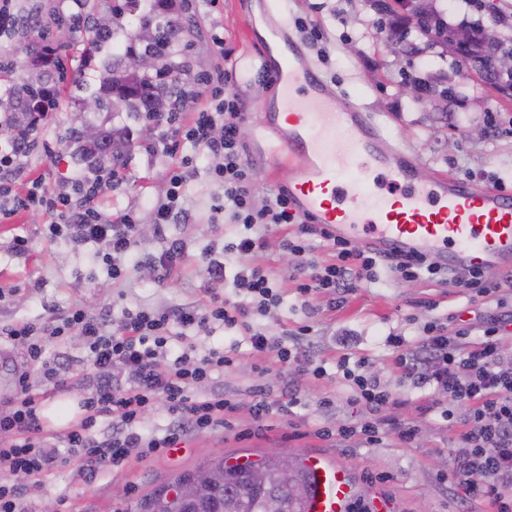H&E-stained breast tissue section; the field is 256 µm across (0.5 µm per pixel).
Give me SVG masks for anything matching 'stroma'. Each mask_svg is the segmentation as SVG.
<instances>
[{
    "label": "stroma",
    "mask_w": 512,
    "mask_h": 512,
    "mask_svg": "<svg viewBox=\"0 0 512 512\" xmlns=\"http://www.w3.org/2000/svg\"><path fill=\"white\" fill-rule=\"evenodd\" d=\"M261 3L217 0L213 11L195 14L191 45L183 54L185 68L180 76L186 79L217 67L236 71L235 90L244 111L241 141L252 167L256 197L265 201L287 186L288 161L264 154L256 142L260 107L276 91L262 67L269 45ZM282 8L287 24L304 18L317 26L318 39L300 31L296 39L328 83L384 119L389 134L415 157L418 181L430 182L446 175L478 187L499 184L512 190V91H500L484 74L440 59L427 38L419 35L412 39L414 49L405 65H397L396 48L386 31L377 29L366 0H284ZM216 26L224 35L220 50L211 41ZM139 27L138 14L122 13L113 25L114 39L100 47L90 65L84 66L79 87L61 85L59 108L46 128L48 139L56 143V156L51 160L33 158L27 164V174L46 177L50 182L87 174L86 165L76 158L71 130L95 132L130 126L135 134L133 146L122 158L119 185L104 196L102 208L109 215L138 210L143 230L140 250L153 253L161 244L153 236L151 207L164 196L172 167L194 149L181 139L170 155H149L138 136L139 123L127 113L86 112L81 103L82 96L98 93L106 75L105 62L125 52L129 33ZM441 73L451 75L454 91L439 99L433 110H422L400 90L405 76ZM208 166V159L199 157L197 175L186 186L192 223L169 229L170 234L185 240L191 261L175 282L162 287L152 282L143 267L132 270L129 279H110L92 258L94 246L49 241L44 231L46 219L38 213H26L15 224L0 225V284L15 289L12 297L0 302V322L37 320L49 310L63 312L75 304L117 318L128 309L164 310L202 302L206 274L199 256L211 245H223L225 236L235 232L233 225L216 228L211 223V208L220 201L222 190L208 176ZM17 230L32 242L27 254L17 255L11 250L10 240ZM484 274L487 280L499 283L500 290L493 299L480 303L470 302L438 279L398 284L385 275L379 282L361 283L335 309L329 308V298L323 293L312 294L308 304H301L296 282H283L282 304L261 318L260 324L268 335L276 337L309 325L307 349L314 360L325 361L326 375L317 378L285 373L274 362L268 373L258 374L257 359L251 356L246 342H239L235 364L217 374L214 381L225 397L237 404L231 428L187 439L184 451L170 459H145L134 451L122 467L94 475L81 472L65 443L67 425L76 412L75 396L47 393L42 413L59 458L27 488L25 500L30 512H138L140 502L175 473L194 469L204 459L218 455L231 462L256 460L270 448L293 456L320 455L344 464L362 496V506L368 510L380 499L386 504L385 512H470L471 502L462 489L443 478L449 463L462 450V425L442 418L426 392L402 378L386 338L395 333L415 339L425 323L439 319L447 323L449 331L464 329L474 339L481 336L487 319L512 316V271L491 264L485 266ZM346 336L355 350L367 355L366 373L400 397V404L385 409L383 416L411 423L415 428L411 442L387 434L375 445L357 438L342 443L314 433L317 425L335 431L370 416L364 406L348 402L346 382L333 363L344 351L342 339ZM261 392L281 400L295 393L300 401L259 431L251 406ZM328 395L334 398V406L319 409L318 400Z\"/></svg>",
    "instance_id": "stroma-1"
}]
</instances>
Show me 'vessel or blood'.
<instances>
[{
  "label": "vessel or blood",
  "instance_id": "obj_1",
  "mask_svg": "<svg viewBox=\"0 0 512 512\" xmlns=\"http://www.w3.org/2000/svg\"><path fill=\"white\" fill-rule=\"evenodd\" d=\"M265 12L278 43L267 60L277 95L259 114L258 136L284 130L269 150L288 157L296 211L383 254L433 255L453 270L512 266V196L453 178L419 183L414 159L386 137L379 118L356 103L340 105L287 35L277 0H267ZM372 172L389 178L395 192H378L368 180ZM306 464L313 480L307 512H347L355 496L347 467L321 456Z\"/></svg>",
  "mask_w": 512,
  "mask_h": 512
}]
</instances>
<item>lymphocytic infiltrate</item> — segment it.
<instances>
[{
	"label": "lymphocytic infiltrate",
	"mask_w": 512,
	"mask_h": 512,
	"mask_svg": "<svg viewBox=\"0 0 512 512\" xmlns=\"http://www.w3.org/2000/svg\"><path fill=\"white\" fill-rule=\"evenodd\" d=\"M234 83L232 73L224 70L202 75L197 93L209 96L210 105L194 113L191 120H184L177 111L146 116L147 122L161 130L148 148L150 154L171 152L169 137L175 134L213 159L210 177L221 187L224 201L213 206L212 218L239 228L222 248L210 247L200 255L207 272L204 302L170 310H126L116 319L107 313L90 314L75 305L37 323L0 322V347L20 350L28 365L18 376L13 399L0 410V436L9 438L0 446V512H27L23 501L27 483L49 471L58 458L45 431L41 396L29 381L35 370L43 384L58 391L70 389L69 369L46 358L47 345L74 337L83 342L92 383L76 396L80 416L67 432V452L81 471L94 474L122 466L130 449H140L142 457L156 458L171 451L178 435L227 427L226 416L234 411V403L223 393L201 394L197 388L234 365L236 348L200 352L188 342L180 355H172L174 326L205 331L222 326L227 332L242 334L258 360L272 358L281 366L321 376L326 372L324 365L315 363L300 343L285 344L252 324L253 317L267 316L279 306L284 279L297 281L300 299L320 292L329 295L334 307L344 303L361 281H375L383 271L399 282L444 278L474 301L498 292V284L486 281L483 268H468L450 277L426 256L381 254L336 238L301 219L287 191H280L273 200L258 201L240 140L243 114ZM58 106L54 92L48 90L25 119L0 113V223H11L22 212L42 213L48 220L45 234L49 240L77 246L105 244V251L95 252V261L111 279H126L137 258L141 224L136 211L110 216L102 209L104 195L117 183L114 167L103 165L84 177L53 185L26 176L29 158L50 159L55 154L44 130ZM195 173L194 158L183 157L168 176L164 201L151 209L153 234L162 247L142 260L154 282L161 285L178 278L190 261L185 242L171 235L169 228L192 218L184 205V189ZM272 226L282 229L280 246L296 259L285 276L269 267L240 263L242 257L265 249L263 231ZM318 245L332 252V262L312 259ZM231 264L237 270L230 277L226 269ZM229 286L235 298L226 297L224 290ZM387 342L403 377L415 388L447 397L442 417L464 427L465 451L449 464L445 480L462 487L469 498L487 504L491 512H512V360L502 355L499 322L488 323L482 336L472 341L463 333L452 335L446 327L429 323L412 342L417 346L413 353L407 350L411 342L403 336L389 334ZM367 362V357L353 360L345 354L336 366L348 383L352 402L375 414L397 404L398 399L379 380L365 374ZM159 406L164 407L167 419L160 434L147 430L145 419L148 411ZM102 418L110 419L112 425L111 434L104 437L95 432Z\"/></svg>",
	"instance_id": "f902f5d3"
}]
</instances>
